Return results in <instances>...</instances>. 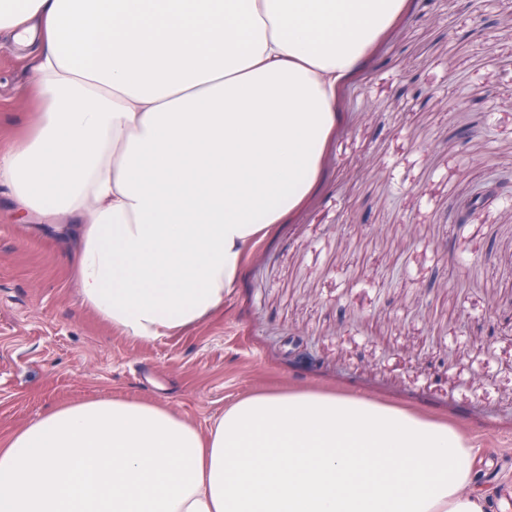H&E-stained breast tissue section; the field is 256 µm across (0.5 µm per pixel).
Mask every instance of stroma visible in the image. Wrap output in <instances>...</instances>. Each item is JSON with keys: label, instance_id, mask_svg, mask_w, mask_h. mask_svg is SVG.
I'll return each instance as SVG.
<instances>
[{"label": "stroma", "instance_id": "1", "mask_svg": "<svg viewBox=\"0 0 512 512\" xmlns=\"http://www.w3.org/2000/svg\"><path fill=\"white\" fill-rule=\"evenodd\" d=\"M440 8L447 23L406 0L338 93L305 205L272 225L221 308L175 334L112 330L82 303L75 240L17 220L0 187V441L92 399L167 406L205 432L246 395L334 389L465 429L512 512V331L485 323L512 300V218L494 203L445 236L473 185L512 174V38L482 0ZM29 80L0 38V153L33 130Z\"/></svg>", "mask_w": 512, "mask_h": 512}]
</instances>
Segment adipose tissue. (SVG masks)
<instances>
[{
    "instance_id": "adipose-tissue-1",
    "label": "adipose tissue",
    "mask_w": 512,
    "mask_h": 512,
    "mask_svg": "<svg viewBox=\"0 0 512 512\" xmlns=\"http://www.w3.org/2000/svg\"><path fill=\"white\" fill-rule=\"evenodd\" d=\"M405 0H0L36 47L18 218L76 224L84 304L153 340L220 307L314 186L336 99ZM470 435L333 390L259 392L208 433L127 400L0 443V512H489Z\"/></svg>"
}]
</instances>
